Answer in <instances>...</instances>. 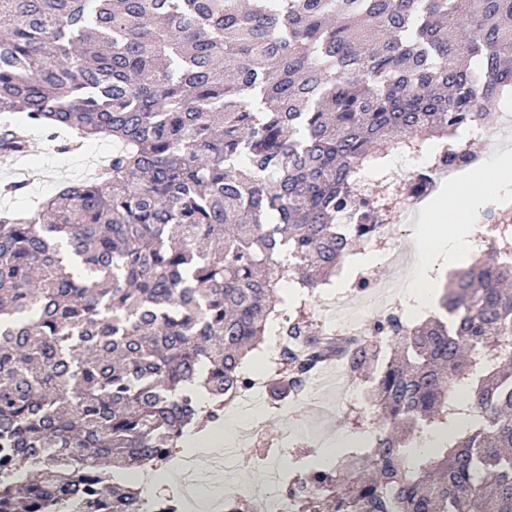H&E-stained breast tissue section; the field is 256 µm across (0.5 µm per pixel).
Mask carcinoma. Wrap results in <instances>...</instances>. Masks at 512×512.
<instances>
[{"instance_id":"1","label":"carcinoma","mask_w":512,"mask_h":512,"mask_svg":"<svg viewBox=\"0 0 512 512\" xmlns=\"http://www.w3.org/2000/svg\"><path fill=\"white\" fill-rule=\"evenodd\" d=\"M509 96L512 0H0V114L116 144L106 175L0 214V512H180L111 467L223 420L284 284H329L383 230L366 171L461 159ZM27 148L4 121L0 155ZM440 304L348 352L382 427L286 487L299 512H512V262L472 256ZM310 333L282 325L310 350L281 351L271 399L330 354ZM425 424L451 433L418 455Z\"/></svg>"}]
</instances>
